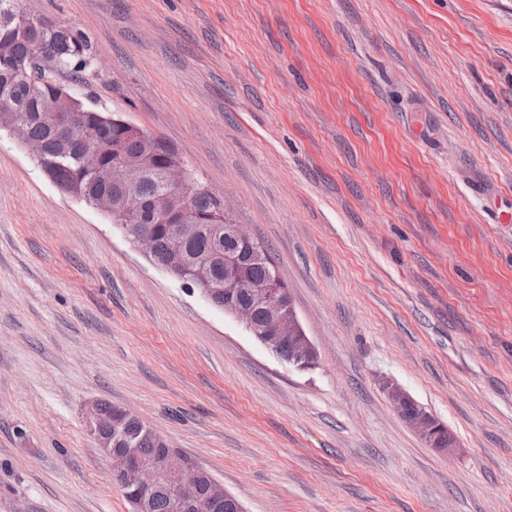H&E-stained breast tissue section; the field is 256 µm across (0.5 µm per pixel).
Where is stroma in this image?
<instances>
[{
	"label": "stroma",
	"mask_w": 512,
	"mask_h": 512,
	"mask_svg": "<svg viewBox=\"0 0 512 512\" xmlns=\"http://www.w3.org/2000/svg\"><path fill=\"white\" fill-rule=\"evenodd\" d=\"M268 245L299 370L0 133V512H131L106 401L246 512H512V0H22ZM398 386L444 423L428 448Z\"/></svg>",
	"instance_id": "stroma-1"
}]
</instances>
